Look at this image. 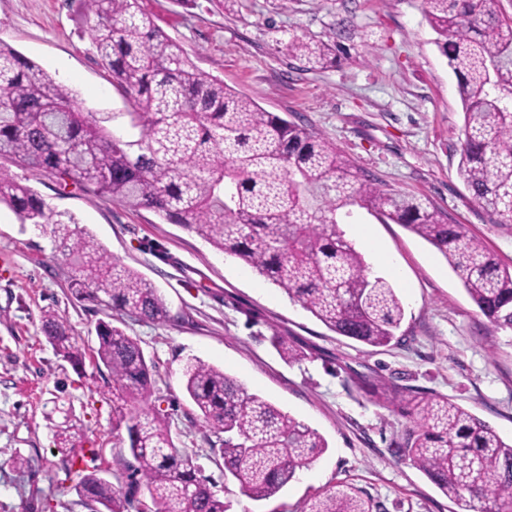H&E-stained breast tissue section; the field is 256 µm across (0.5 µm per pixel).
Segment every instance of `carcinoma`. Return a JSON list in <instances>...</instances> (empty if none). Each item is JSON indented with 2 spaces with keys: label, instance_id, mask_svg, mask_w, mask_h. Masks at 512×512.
<instances>
[{
  "label": "carcinoma",
  "instance_id": "carcinoma-1",
  "mask_svg": "<svg viewBox=\"0 0 512 512\" xmlns=\"http://www.w3.org/2000/svg\"><path fill=\"white\" fill-rule=\"evenodd\" d=\"M499 2L423 0V12L457 79L460 174L476 203L511 220L512 20ZM81 4L89 40L131 108L132 138L113 136L111 117L83 112L72 88L0 42V159L153 211L242 260L336 335L386 347L397 339L404 308L339 228L350 216L343 208L358 205L437 248L480 313L512 328V266L463 225L390 191L308 126L204 73L140 0ZM287 50L324 68L336 61L337 45L296 36ZM2 204L50 238L73 270L76 296L130 318L170 320L151 281L108 254L73 215L0 172ZM42 331L58 355L78 359L75 338L55 315L43 317ZM96 333V359L112 375L113 411L133 458L128 486L148 496L145 512H229L197 461L176 448L161 410L124 412L131 401L147 402L152 386L155 365L139 341L107 321ZM273 344L289 363L304 358L283 336ZM183 379L199 417L224 434V478L254 501L279 494L328 448L318 431L214 366L193 359ZM372 389L409 421L389 448L393 457L410 461L461 512H512V442L448 397H419L383 380ZM73 490L88 507L126 512L128 492L98 472L79 475ZM301 512H377V505L340 481Z\"/></svg>",
  "mask_w": 512,
  "mask_h": 512
}]
</instances>
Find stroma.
<instances>
[{"label": "stroma", "instance_id": "35a3bbf8", "mask_svg": "<svg viewBox=\"0 0 512 512\" xmlns=\"http://www.w3.org/2000/svg\"><path fill=\"white\" fill-rule=\"evenodd\" d=\"M197 66L265 110L320 133L386 188L426 199L512 265V222L486 213L459 171L463 110L457 80L423 13L422 0H141ZM335 35L333 65L310 70L285 44ZM0 41L73 88L83 111L109 116L125 135L129 109L86 34L79 0H0ZM55 210L75 215L125 266L150 280L170 321H138L76 297L70 269L49 237L0 207V512H88L73 490L78 474L124 472L132 456L115 430L112 376L97 366L95 326L105 320L136 338L155 365L149 406L169 416L177 448L196 459L232 512H300L318 492L348 481L381 512H458L391 441L408 424L354 384L386 378L445 395L512 440V330L486 319L432 245L376 214L352 207L343 231L372 275L400 297L399 342L369 347L336 335L277 286L195 233L149 210H133L53 176L0 160ZM377 240L391 267L366 252ZM53 313L78 342L81 362L58 356L42 332ZM284 336L305 353L285 362ZM196 358L237 378L317 430L327 450L276 497L256 502L225 479L220 442L189 402L182 370ZM72 427L62 450L58 431ZM24 466H16V459Z\"/></svg>", "mask_w": 512, "mask_h": 512}]
</instances>
